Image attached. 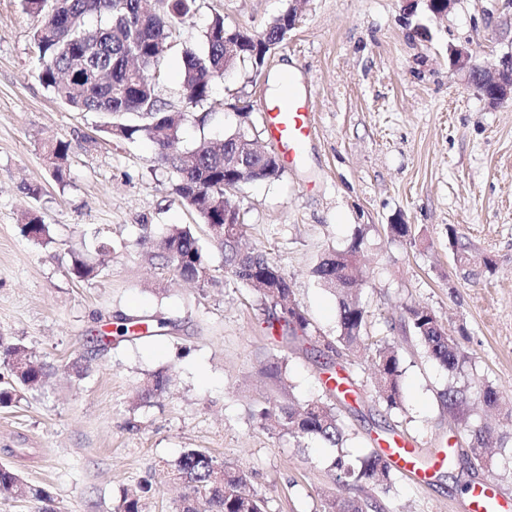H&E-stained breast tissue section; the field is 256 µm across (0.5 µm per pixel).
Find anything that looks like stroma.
I'll use <instances>...</instances> for the list:
<instances>
[{"label":"stroma","instance_id":"35a3bbf8","mask_svg":"<svg viewBox=\"0 0 512 512\" xmlns=\"http://www.w3.org/2000/svg\"><path fill=\"white\" fill-rule=\"evenodd\" d=\"M289 4L197 0L161 64L160 92L184 115L181 147L243 123L267 150L261 102L273 93L272 76L289 65L304 79L315 126L306 161L232 192L245 239L282 266L318 335L332 338L336 296L312 269L363 231L367 331L395 342L403 399L392 410L378 401L370 354L336 357L356 389L336 403L351 430L347 451L361 456L393 429L429 456L457 446L455 462L425 487L402 475L387 490L341 489L335 449L261 427L254 415L267 402L322 395L319 362L303 345L274 340L258 293L232 281L219 249L206 247L209 281L199 286L177 281L138 245L144 224L157 238L173 224L202 239L207 232L173 192V171L153 162L151 142L110 138L97 114L43 87L32 40L39 20L21 0H0V338L26 345L48 373L40 390L0 406V463L45 488L52 512H117L147 481L144 512H178L182 490L166 472L189 448L243 469L266 512H322L336 494L364 512H464L467 490L489 480L512 495V423H498L502 444L485 465L461 444L439 399L449 384L465 387L469 420L480 424L488 419L485 384L512 392V100L490 103L449 72L453 46L472 44L491 70L512 57V0H456L443 15L425 0H307L261 69L242 65L214 84L207 102L186 106L181 52L198 47L214 14L256 34ZM56 140L69 148L59 180L46 155ZM27 211L49 226V241L22 235ZM396 223L411 225L410 238H387ZM452 227L473 256L492 260L493 272L454 260ZM104 242L110 254H101ZM77 256L93 275L72 274ZM414 304L431 309L467 353L456 374L410 333L405 308ZM121 314L170 327L100 346ZM273 354L287 365L286 384L260 372ZM160 370L173 377L167 392L137 403L141 380Z\"/></svg>","mask_w":512,"mask_h":512}]
</instances>
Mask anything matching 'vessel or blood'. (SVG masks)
<instances>
[{
    "instance_id": "obj_1",
    "label": "vessel or blood",
    "mask_w": 512,
    "mask_h": 512,
    "mask_svg": "<svg viewBox=\"0 0 512 512\" xmlns=\"http://www.w3.org/2000/svg\"><path fill=\"white\" fill-rule=\"evenodd\" d=\"M262 108L264 129L276 144L282 164L295 168L314 134L310 91L298 78H290L287 93L264 100ZM377 446L392 467L417 484L428 482L448 462L444 456L423 457L413 442L396 434L378 440ZM465 508L467 512H512V497L485 482L469 489Z\"/></svg>"
}]
</instances>
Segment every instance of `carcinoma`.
I'll list each match as a JSON object with an SVG mask.
<instances>
[{
	"label": "carcinoma",
	"instance_id": "1",
	"mask_svg": "<svg viewBox=\"0 0 512 512\" xmlns=\"http://www.w3.org/2000/svg\"><path fill=\"white\" fill-rule=\"evenodd\" d=\"M25 10L40 18V32L33 36L38 58L40 82L61 102L80 112L107 116L104 131L118 140L134 142L147 139L156 147L154 162L170 168L176 175L172 189L192 206L211 228L221 227L219 234L209 233L211 242L224 253V265L231 278L258 291L265 301L268 327H279L286 342H314V346L334 352L366 345L367 311L361 301L357 281L362 270L363 231L357 230L351 245L344 251L325 255L313 269L322 286L333 290L338 300L337 318L340 333L334 340L314 336L310 320L293 299L288 277L268 254L259 249L242 247L245 224L239 209L226 198L227 189L255 181H275L282 175L279 160L262 155L256 138L243 126L224 135L220 143L201 138L192 148L176 149L180 139L181 116L159 94L160 61L170 48L177 28L191 18L196 0H162L156 11L143 7V0H23ZM288 29V12H283L260 33L258 40L229 50L224 35L231 27L217 14L202 32L200 47L182 53L180 81L185 101L196 106L209 100L215 81L224 69L250 63L260 67L265 55L258 45L279 39ZM47 157L56 177L68 164L67 145L61 141L48 146ZM231 222H224V213ZM20 231L37 241L49 239V226L37 216L24 217ZM448 240L458 262H468L469 247L449 229ZM141 244L150 245V255L161 258L183 281L205 279L207 266L199 238L188 225H174L167 235L152 239L149 225H141ZM409 330L428 356L446 370L459 369L466 355L456 338L426 306L406 308ZM169 322L157 318L125 316L119 319V338H142V331L163 329ZM378 372L377 394L387 408L402 402L401 370L394 342L384 339L374 343ZM0 357L12 367L13 384L0 388V404L8 405L25 391L41 388L43 366L33 361L28 347L21 343L5 344L0 339ZM264 374L283 381L284 361L273 357L263 365ZM170 377L163 371L149 374L137 391L145 402L167 391ZM485 405L512 420V397L498 387L487 384L483 389ZM440 402L463 423L474 459H484V451L493 436L488 424H468L463 406L465 389L450 385L440 394ZM261 424L273 422L294 439L317 437L330 448H344L348 441L347 426L336 406L321 399L301 405L273 403L259 412ZM343 484L391 485L395 471L373 451L351 459L339 453L333 461ZM169 476L189 490L180 512H265L264 500L246 491L247 475L228 466L217 457L195 448L182 452ZM26 490L41 503L51 500L39 488L27 487L11 468L0 466V496ZM324 512H363V505L351 498L337 496L327 500Z\"/></svg>",
	"mask_w": 512,
	"mask_h": 512
}]
</instances>
